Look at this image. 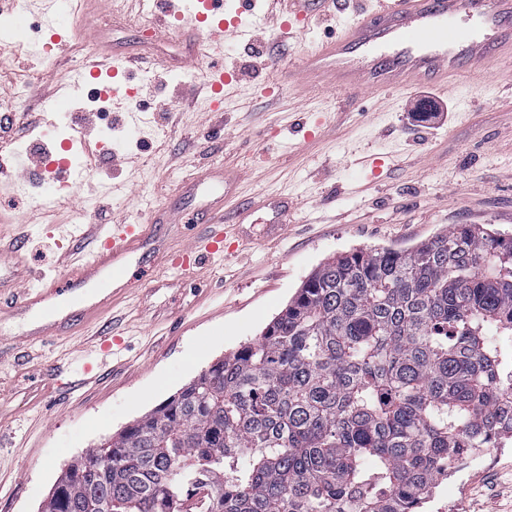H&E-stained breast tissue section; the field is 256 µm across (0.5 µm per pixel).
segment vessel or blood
<instances>
[{"label":"vessel or blood","instance_id":"b4317fda","mask_svg":"<svg viewBox=\"0 0 512 512\" xmlns=\"http://www.w3.org/2000/svg\"><path fill=\"white\" fill-rule=\"evenodd\" d=\"M155 10L149 30L155 37L169 32L202 36L209 60L206 84L215 97H222L233 76L224 69V47L244 43L249 26L236 16L224 17V0H204L202 9H181L174 0H152ZM299 10L290 12L280 25L282 36L307 31L319 6L335 0H298ZM492 62L512 63V0H378L366 17L347 22L334 40L315 47L282 80L283 85L359 92L407 93L432 83L451 87L465 70ZM126 58L115 54L93 56L86 67L69 78L71 96H79L101 75L125 73ZM271 209L272 224L281 227L294 207L292 199L271 195L260 199ZM209 232L192 237L177 255L165 257L157 238L146 224L114 223L103 226L96 247L66 281L65 302L54 301L41 286L21 282L11 315L31 314L19 334L20 340L72 335L76 326L95 317L113 298L138 288L141 277L131 270L134 259L152 253L168 259L172 268L194 269L224 257V226L239 221L240 211L224 209L223 197H215L200 210ZM101 289V296L88 298L87 288Z\"/></svg>","mask_w":512,"mask_h":512}]
</instances>
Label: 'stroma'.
<instances>
[{
	"label": "stroma",
	"instance_id": "1",
	"mask_svg": "<svg viewBox=\"0 0 512 512\" xmlns=\"http://www.w3.org/2000/svg\"><path fill=\"white\" fill-rule=\"evenodd\" d=\"M32 28L0 68V101L21 115L0 135V163L17 157L41 171L63 136L85 141L78 153L93 170L78 197L38 210L30 193L0 195V244L26 236L22 268L33 283L63 286L66 249L87 252L71 230L90 222H150L148 207L191 215L193 178L226 173L224 200L283 192L297 202L281 235L271 213L253 211L224 227L227 255L196 275L156 264L148 280L117 300L91 330L19 343L24 317L0 326V512H39L67 465L166 401L217 359L259 338L264 327L322 262L356 248H407L456 224H488L512 233V68L467 74L465 100L453 101L433 128L408 125L406 99L371 93L334 99L326 91H276L278 69L294 65L373 0H347L304 34L280 37L253 0L250 45L224 49L236 79L219 107L202 91L201 70L185 60L202 52L197 37L143 36L147 12L125 0H86L101 50L134 58L123 85L134 98L111 99L101 120L71 100L66 74L73 48L45 49L46 0H28ZM66 106L48 117L46 103ZM83 126L71 129V113ZM117 341L118 353L102 351ZM94 384H85L86 374ZM479 464L449 463L428 512H512V446L480 452Z\"/></svg>",
	"mask_w": 512,
	"mask_h": 512
}]
</instances>
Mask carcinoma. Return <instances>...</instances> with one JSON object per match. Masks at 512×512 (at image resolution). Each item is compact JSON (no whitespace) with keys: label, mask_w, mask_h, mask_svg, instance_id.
<instances>
[{"label":"carcinoma","mask_w":512,"mask_h":512,"mask_svg":"<svg viewBox=\"0 0 512 512\" xmlns=\"http://www.w3.org/2000/svg\"><path fill=\"white\" fill-rule=\"evenodd\" d=\"M512 236L321 263L261 336L72 461L40 512H419L512 444Z\"/></svg>","instance_id":"cac0c4a2"}]
</instances>
